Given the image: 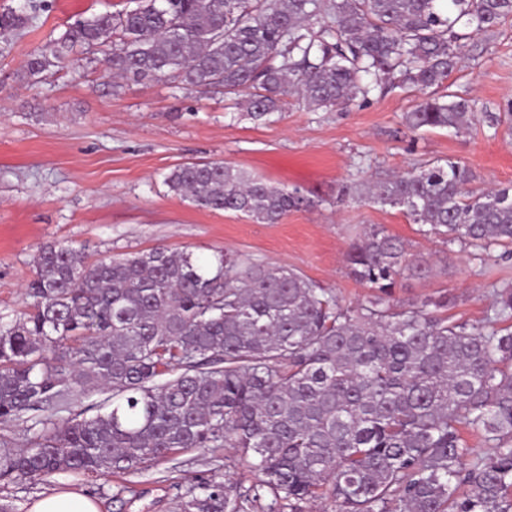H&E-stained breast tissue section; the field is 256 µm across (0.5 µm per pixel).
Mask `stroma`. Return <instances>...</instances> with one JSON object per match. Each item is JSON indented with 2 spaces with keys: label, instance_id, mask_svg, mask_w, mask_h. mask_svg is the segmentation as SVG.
Instances as JSON below:
<instances>
[{
  "label": "stroma",
  "instance_id": "35a3bbf8",
  "mask_svg": "<svg viewBox=\"0 0 512 512\" xmlns=\"http://www.w3.org/2000/svg\"><path fill=\"white\" fill-rule=\"evenodd\" d=\"M29 2L35 23L0 31V317L23 309L39 247L58 242L92 261L156 247L202 260L227 251L287 266L354 306L371 290L352 275L346 253L376 224L403 242L408 258L432 267L428 275L400 278L398 300L443 298L448 316L475 324L495 285L512 282V258L480 257L424 237L396 208L336 200L344 184L437 160L461 161L485 183H512V21L472 35L464 66L448 79L451 93L475 101L474 124L457 133H413L402 115L415 97L399 89L342 112H314L290 97L281 115L256 122L237 95L220 90L186 91L170 78L114 86L100 53L80 47L61 67L23 79L30 54L76 19L127 5ZM213 160L300 189L319 205L256 224L170 192L165 178L176 166ZM214 475L255 480L231 450H194L131 475L1 481L0 503L28 512L38 495L76 488L97 501L99 512H177L179 494Z\"/></svg>",
  "mask_w": 512,
  "mask_h": 512
}]
</instances>
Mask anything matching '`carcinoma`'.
<instances>
[{
  "label": "carcinoma",
  "instance_id": "carcinoma-1",
  "mask_svg": "<svg viewBox=\"0 0 512 512\" xmlns=\"http://www.w3.org/2000/svg\"><path fill=\"white\" fill-rule=\"evenodd\" d=\"M512 18V0H136L83 18L34 51L25 77L99 48L115 78L172 77L244 95L267 121L294 95L340 111L377 88L419 93L413 131H460L474 105L437 89L465 59V39ZM26 6L0 29L31 25ZM452 160L339 197L399 207L425 236L488 255L512 245V186L475 187ZM195 205L276 224L305 199L222 161L165 178ZM353 275L373 293L355 307L278 264L227 252L87 260L38 249L30 303L0 317V422L28 423L29 446L0 448V481L86 478L159 464L177 452L233 448L259 480L211 478L179 512H512V283L493 289L479 324L446 301L400 303L397 280L420 275L403 243L372 225L351 243ZM107 390L95 414L45 407L70 390ZM482 434L473 455L462 435Z\"/></svg>",
  "mask_w": 512,
  "mask_h": 512
}]
</instances>
